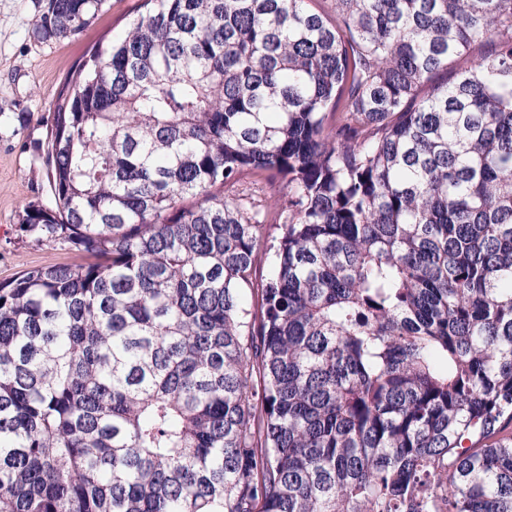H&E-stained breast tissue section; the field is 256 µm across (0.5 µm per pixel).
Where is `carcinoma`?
Wrapping results in <instances>:
<instances>
[{"mask_svg":"<svg viewBox=\"0 0 512 512\" xmlns=\"http://www.w3.org/2000/svg\"><path fill=\"white\" fill-rule=\"evenodd\" d=\"M141 7L21 218L83 262L0 282V512H512V0Z\"/></svg>","mask_w":512,"mask_h":512,"instance_id":"obj_1","label":"carcinoma"}]
</instances>
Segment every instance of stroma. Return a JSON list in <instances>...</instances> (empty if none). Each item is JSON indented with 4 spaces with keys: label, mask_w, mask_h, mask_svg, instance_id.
<instances>
[{
    "label": "stroma",
    "mask_w": 512,
    "mask_h": 512,
    "mask_svg": "<svg viewBox=\"0 0 512 512\" xmlns=\"http://www.w3.org/2000/svg\"><path fill=\"white\" fill-rule=\"evenodd\" d=\"M48 0H0V281L34 267L79 262L67 243L19 229L24 206L50 205L44 143L66 76L97 46L118 39L141 0H106L80 33L41 39L33 25Z\"/></svg>",
    "instance_id": "1"
}]
</instances>
